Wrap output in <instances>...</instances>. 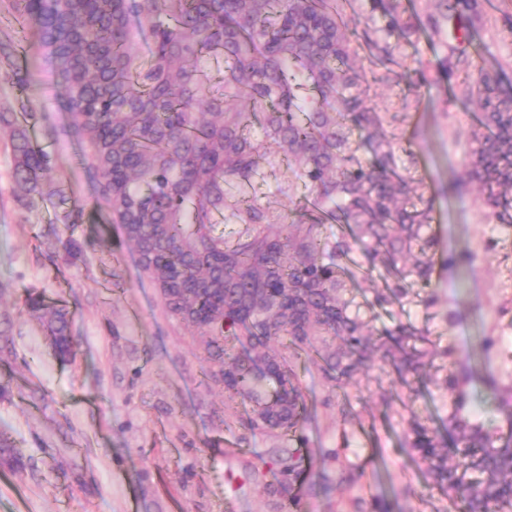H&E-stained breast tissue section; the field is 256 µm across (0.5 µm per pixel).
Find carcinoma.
I'll list each match as a JSON object with an SVG mask.
<instances>
[{
  "label": "carcinoma",
  "mask_w": 512,
  "mask_h": 512,
  "mask_svg": "<svg viewBox=\"0 0 512 512\" xmlns=\"http://www.w3.org/2000/svg\"><path fill=\"white\" fill-rule=\"evenodd\" d=\"M383 30L401 29L399 0H370ZM23 26L35 30L38 52L64 88L63 105L85 145L81 164L98 201L122 225L141 269L169 312L194 327L224 390L249 403V428L287 436L307 419L302 390L286 357L338 339L323 357L328 381L339 384L378 350L400 380L422 377L428 338L400 323L372 343L346 281L384 306L411 285H430L436 264H468L467 252L436 260L432 206L420 180L399 163L405 131L385 129L387 113L367 105L366 72L348 34L343 0H9ZM370 63L395 64L393 47L365 35ZM439 64L466 71L468 100L480 119L466 155V176L448 187L459 195L475 184L490 215L512 224V93L467 49L448 45ZM17 49L0 41V70L24 87ZM224 56L220 89L204 88L205 65ZM30 99L0 112L16 156L14 181L36 190L50 170L29 130L39 122ZM368 134L364 157L353 130ZM283 155L316 201L313 209L276 211L225 186L244 188L261 162ZM227 211L245 226L230 244L214 233ZM326 224L350 236L330 238ZM364 245L357 271L352 244ZM381 265L385 288L371 271ZM56 354L72 352L70 317L39 296ZM469 375L446 378L448 418L438 427L408 423L404 445L430 464L429 475L460 512H512V431L496 439L466 414ZM504 407L512 384L483 378Z\"/></svg>",
  "instance_id": "cac0c4a2"
}]
</instances>
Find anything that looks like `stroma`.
<instances>
[{
	"label": "stroma",
	"instance_id": "1",
	"mask_svg": "<svg viewBox=\"0 0 512 512\" xmlns=\"http://www.w3.org/2000/svg\"><path fill=\"white\" fill-rule=\"evenodd\" d=\"M400 2L407 30L389 38L397 63L389 80H371L369 102L398 113L411 138L438 252L466 251L473 260L436 268L429 288H409L406 299L365 317L374 334L401 322L426 330L438 373L451 366L442 349L455 347L472 370L468 389L486 430L505 434L512 414L484 403L481 379L512 382V226L495 223L478 191L448 194L466 170L475 121L439 62L449 44L463 43L512 91V0H475L458 23L438 0ZM3 33L24 47L18 64L30 74L40 115L29 135L53 170L36 192L18 189L11 141L0 131V440L8 446L0 452V512H369L376 499L391 512H448L425 464L402 442L409 419L446 416L448 393L433 384L401 409L379 357L334 388L320 355L300 352L290 359L309 410L300 444L249 429L248 405L211 379L193 328L167 311L121 225L98 208L60 79L31 50V32L0 5ZM422 63L424 80L411 84L408 73ZM288 182L289 199L277 193ZM61 191L79 213L75 223L58 221ZM249 192L276 210L309 196L282 161L260 165ZM493 237L500 244L492 253L485 246ZM31 293L69 311L68 362L55 356L43 318L28 310ZM486 336L500 337L499 348L484 352Z\"/></svg>",
	"mask_w": 512,
	"mask_h": 512
}]
</instances>
